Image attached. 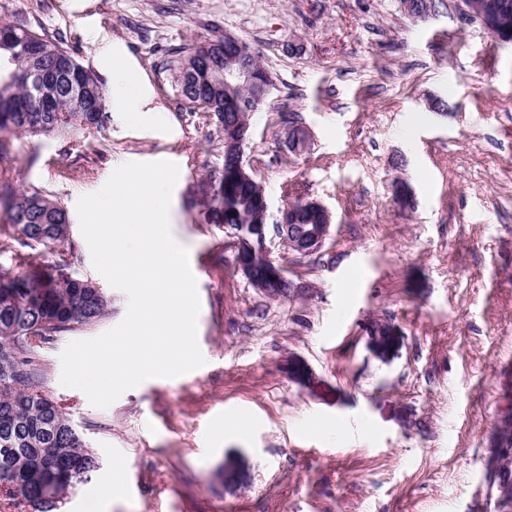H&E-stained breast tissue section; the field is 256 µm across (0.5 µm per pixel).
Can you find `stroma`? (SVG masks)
Masks as SVG:
<instances>
[{
    "mask_svg": "<svg viewBox=\"0 0 512 512\" xmlns=\"http://www.w3.org/2000/svg\"><path fill=\"white\" fill-rule=\"evenodd\" d=\"M398 0H0V23L59 41L104 83L122 62L145 104L107 102L100 130L13 139L11 176L75 211L127 162L180 167L172 233L200 300L204 366L149 379L109 407L60 384L69 339L43 350L45 389L100 459L124 464L112 512H493L486 464L512 417V48ZM230 32L277 88L245 157L271 212L298 199L334 222L322 249L270 246L296 290L272 300L234 265L203 199L224 134L181 106L169 49ZM308 149L288 147V123ZM393 329L374 350L375 325Z\"/></svg>",
    "mask_w": 512,
    "mask_h": 512,
    "instance_id": "stroma-1",
    "label": "stroma"
}]
</instances>
